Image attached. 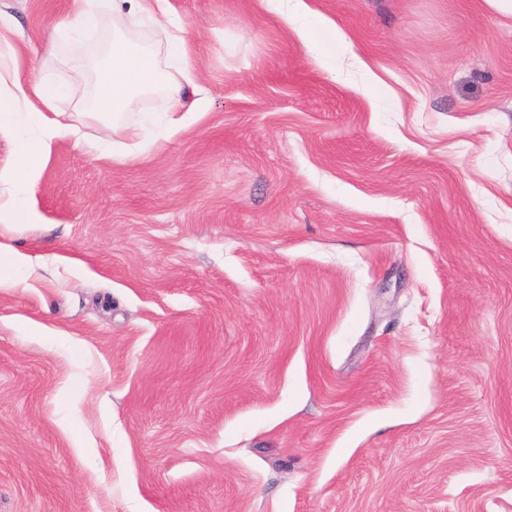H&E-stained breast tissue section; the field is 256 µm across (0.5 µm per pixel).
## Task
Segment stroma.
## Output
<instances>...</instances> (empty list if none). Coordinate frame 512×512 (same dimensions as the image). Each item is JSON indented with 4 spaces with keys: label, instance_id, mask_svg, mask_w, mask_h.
Listing matches in <instances>:
<instances>
[{
    "label": "stroma",
    "instance_id": "35a3bbf8",
    "mask_svg": "<svg viewBox=\"0 0 512 512\" xmlns=\"http://www.w3.org/2000/svg\"><path fill=\"white\" fill-rule=\"evenodd\" d=\"M0 0V64L134 97L54 139L0 288V512H512V17L482 0ZM99 24L98 12L94 0H74V12L67 22L72 35L79 36L85 31L95 29ZM271 6L289 26L299 27L303 36L312 43L315 58L320 62H327L330 58L328 52L322 47L314 35L312 21L306 15L304 0H268ZM283 2H287L283 4ZM171 106L168 112H164L153 118V123L160 129L168 132H176L181 128L183 122L194 112L202 108L198 101H192L187 105L185 97L178 87L170 90Z\"/></svg>",
    "mask_w": 512,
    "mask_h": 512
}]
</instances>
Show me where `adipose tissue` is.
<instances>
[{
	"label": "adipose tissue",
	"instance_id": "obj_1",
	"mask_svg": "<svg viewBox=\"0 0 512 512\" xmlns=\"http://www.w3.org/2000/svg\"><path fill=\"white\" fill-rule=\"evenodd\" d=\"M161 80L155 57L146 47H128L122 37L112 41V57L97 72L93 87L71 85H25L15 69L0 66V85L12 84L15 99L37 98L39 108L20 112L11 104L0 102V132H6L25 123L36 127L38 135L23 140L14 161L16 189L6 200H0V229L10 234L22 233L28 224L27 199L32 182L36 179L44 159L49 155L52 142L72 127L73 117L65 112L53 111L56 99L80 97L89 101L91 115L116 117L127 100L134 94L147 91Z\"/></svg>",
	"mask_w": 512,
	"mask_h": 512
}]
</instances>
